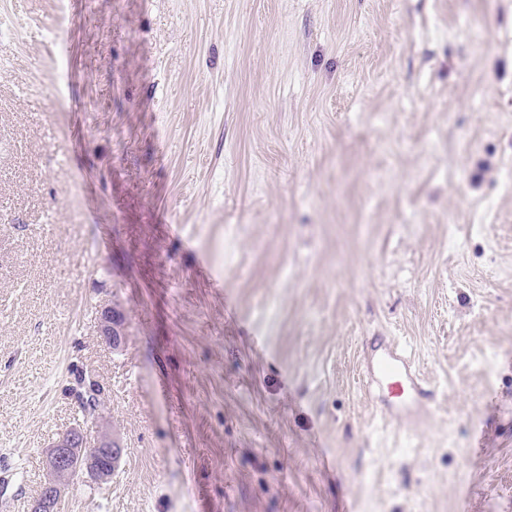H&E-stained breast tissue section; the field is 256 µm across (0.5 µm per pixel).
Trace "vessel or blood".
<instances>
[{
  "instance_id": "vessel-or-blood-1",
  "label": "vessel or blood",
  "mask_w": 512,
  "mask_h": 512,
  "mask_svg": "<svg viewBox=\"0 0 512 512\" xmlns=\"http://www.w3.org/2000/svg\"><path fill=\"white\" fill-rule=\"evenodd\" d=\"M365 382L385 391L378 406L384 417L390 418L411 409L424 413V401L429 393L405 344L387 336H377L366 344Z\"/></svg>"
}]
</instances>
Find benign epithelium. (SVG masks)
<instances>
[{
  "label": "benign epithelium",
  "mask_w": 512,
  "mask_h": 512,
  "mask_svg": "<svg viewBox=\"0 0 512 512\" xmlns=\"http://www.w3.org/2000/svg\"><path fill=\"white\" fill-rule=\"evenodd\" d=\"M99 336L113 347L122 340L121 318L110 307H104L99 315ZM87 449L85 474L99 482L112 478L123 448L112 441V434L103 432L98 443L88 446L81 428L73 427L53 442L47 451V477L41 484L39 492L29 501L28 512H60L62 498L67 487L61 484L62 476L74 469L77 449Z\"/></svg>",
  "instance_id": "7a95c632"
}]
</instances>
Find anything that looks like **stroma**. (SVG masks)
<instances>
[{
    "label": "stroma",
    "instance_id": "stroma-1",
    "mask_svg": "<svg viewBox=\"0 0 512 512\" xmlns=\"http://www.w3.org/2000/svg\"><path fill=\"white\" fill-rule=\"evenodd\" d=\"M77 423L62 512H512V0H0V501ZM99 336L113 347L119 346L122 340L121 318L111 307H104L99 315ZM365 383L387 392L391 399L373 396L386 418L413 408L426 414L423 399L430 398L424 380L405 344L388 336H377L366 343ZM395 400V401H394Z\"/></svg>",
    "mask_w": 512,
    "mask_h": 512
}]
</instances>
